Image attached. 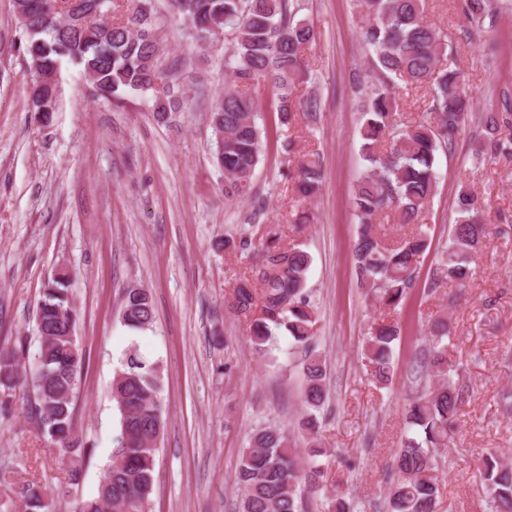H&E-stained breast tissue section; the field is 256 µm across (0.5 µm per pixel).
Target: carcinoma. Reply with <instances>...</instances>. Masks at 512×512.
<instances>
[{
  "label": "carcinoma",
  "instance_id": "carcinoma-1",
  "mask_svg": "<svg viewBox=\"0 0 512 512\" xmlns=\"http://www.w3.org/2000/svg\"><path fill=\"white\" fill-rule=\"evenodd\" d=\"M156 0H133L117 21L108 25L102 14L112 0H13L22 36L19 48L29 57L34 78L30 88L32 111L50 121L55 111L62 62L79 67L100 98L118 99L128 89L149 94L156 121L190 110L178 72L162 64V31ZM172 10L193 32L197 43L209 40L217 27L224 31V67L230 81L209 109L215 136L216 161L224 169L227 198L251 195L252 177L260 160L259 113L250 89L265 83L273 90L276 112L284 126L296 115L313 116L317 99L301 94L311 81L304 54L315 40L305 21H293L289 0H169ZM462 11L472 22L493 19L492 0H463ZM359 37L370 54L368 80H356L366 104L361 113L360 151L367 172L358 181L352 204L358 218L354 246L357 280L364 295L395 310L414 288L417 259L431 246L426 231L415 230L396 241L379 235V216L398 224H413L434 196L435 161L449 149L452 137L465 122L471 103L465 74L441 66L448 43L425 16L423 0H363ZM432 86L430 120H410L399 109V85ZM485 141L494 151L512 155V104L483 115ZM316 154L302 156L296 190L306 199L321 183ZM456 219L448 231L432 274V286H466L475 272L478 250L487 235L482 205L470 185H459ZM261 265L241 279L233 292L234 311L244 317L255 351L265 356L275 342V331L285 328L291 349L302 354L298 367L304 378V413L299 428L307 448L290 444L288 434L275 425L256 428L244 449L234 477L240 512H306L303 493L315 502L330 499L331 512H352V503L340 493L326 495L322 484L326 451L320 443L318 413L327 398L326 365L313 349L315 303L306 288L311 255L303 244H281L271 237L262 244ZM259 282L261 288L252 286ZM123 324L145 330L155 322L150 292L125 289ZM76 314L71 297V275L57 272L44 284L37 304L38 350L35 365L26 369L23 345L0 342V389L13 391L23 373L30 372L33 395L30 414L55 447L67 455L70 480L82 475L88 452L76 434L75 389L85 365L75 336ZM401 325L383 318L370 327L362 354L375 384L392 382L393 345ZM448 323L434 320L428 348L415 359L419 375L416 395L405 414L401 448L389 466L385 512H437L439 484L435 455L447 446L448 426L462 403V388L453 380L456 369L448 362ZM112 399L119 413L106 476L97 496L78 502L73 512H144L155 484L158 441L165 420L161 405V366L128 347L112 379ZM479 479L489 512H512V464L487 452L479 458ZM67 490L35 482L17 485L24 512H50Z\"/></svg>",
  "mask_w": 512,
  "mask_h": 512
}]
</instances>
